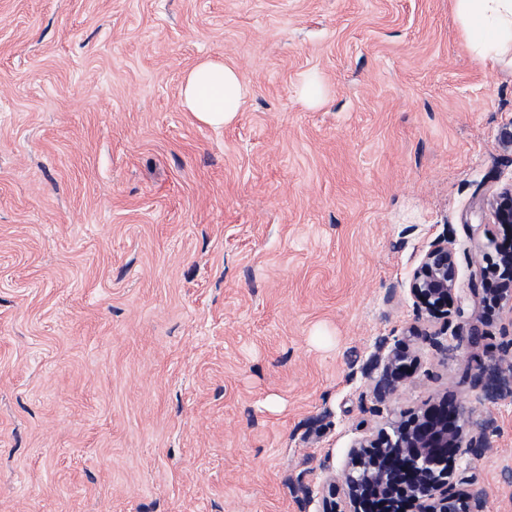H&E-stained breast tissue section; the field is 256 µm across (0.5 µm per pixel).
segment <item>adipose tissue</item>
<instances>
[{
  "label": "adipose tissue",
  "instance_id": "obj_1",
  "mask_svg": "<svg viewBox=\"0 0 512 512\" xmlns=\"http://www.w3.org/2000/svg\"><path fill=\"white\" fill-rule=\"evenodd\" d=\"M455 10L477 56L496 60L501 47H512V0H455ZM250 93L238 68L217 60L198 62L182 84V102L202 123H230Z\"/></svg>",
  "mask_w": 512,
  "mask_h": 512
}]
</instances>
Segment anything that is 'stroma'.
Returning a JSON list of instances; mask_svg holds the SVG:
<instances>
[{"label":"stroma","mask_w":512,"mask_h":512,"mask_svg":"<svg viewBox=\"0 0 512 512\" xmlns=\"http://www.w3.org/2000/svg\"><path fill=\"white\" fill-rule=\"evenodd\" d=\"M205 59L252 87L221 128L180 103ZM510 130L512 62L453 0H0V512H322L355 440L442 394L494 419L449 468L512 512V317L488 397L408 290L443 237L468 290ZM383 339L417 357L386 400Z\"/></svg>","instance_id":"obj_1"}]
</instances>
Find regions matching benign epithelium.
Here are the masks:
<instances>
[{
    "label": "benign epithelium",
    "instance_id": "1",
    "mask_svg": "<svg viewBox=\"0 0 512 512\" xmlns=\"http://www.w3.org/2000/svg\"><path fill=\"white\" fill-rule=\"evenodd\" d=\"M489 206L504 230L502 240L493 238L486 245L495 250L499 262L482 266L486 253L478 251L474 264L479 279L469 288L470 297H454L458 269L446 238L431 243L409 282L420 311L468 319V342L473 348L482 341L490 308L512 314V191L497 196ZM405 368L403 355L389 353L374 385L377 398L398 396ZM484 376L480 362L467 363L465 378L472 387L482 386ZM487 443V426L473 424L461 405L443 397L394 421L388 431L357 439L348 464L330 484L339 481L345 486L350 512H485L483 493L470 488L466 479L454 477L448 470V455L473 454Z\"/></svg>",
    "mask_w": 512,
    "mask_h": 512
}]
</instances>
